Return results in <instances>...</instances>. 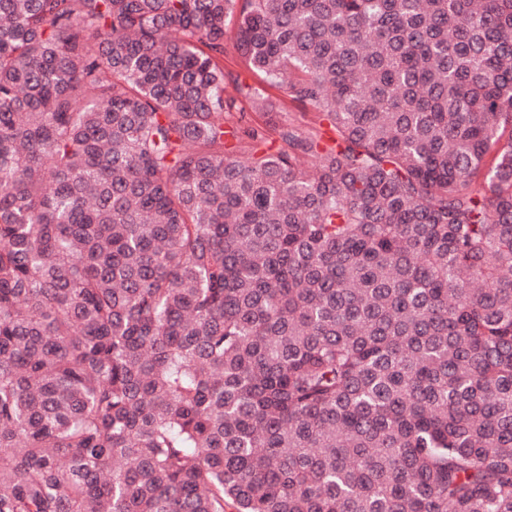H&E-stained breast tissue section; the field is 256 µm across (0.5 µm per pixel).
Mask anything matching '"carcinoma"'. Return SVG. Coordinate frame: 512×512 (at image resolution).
<instances>
[{"mask_svg":"<svg viewBox=\"0 0 512 512\" xmlns=\"http://www.w3.org/2000/svg\"><path fill=\"white\" fill-rule=\"evenodd\" d=\"M0 512H512V0H0ZM233 25L229 26L228 39L226 41V51L220 64L224 68V75L226 79L227 91L231 94H235L234 85L235 82H246L250 85L261 87L265 96L270 97L273 101L279 104L277 114H273L271 121L270 115L263 114L262 111L255 109L252 102L244 97H239L238 105L241 109V113L233 112V115L229 118V123L233 124L238 121L242 112L244 114L243 121H247L248 124L266 126L270 137L278 139L277 132L274 130L275 124L281 122H293L302 131L314 132L318 128V122L316 118V111L311 107L300 106L296 103H292L288 97H286L281 89L276 86H272L263 83L258 75L252 72L244 60L232 48V42L230 37L232 35Z\"/></svg>","mask_w":512,"mask_h":512,"instance_id":"carcinoma-1","label":"carcinoma"}]
</instances>
